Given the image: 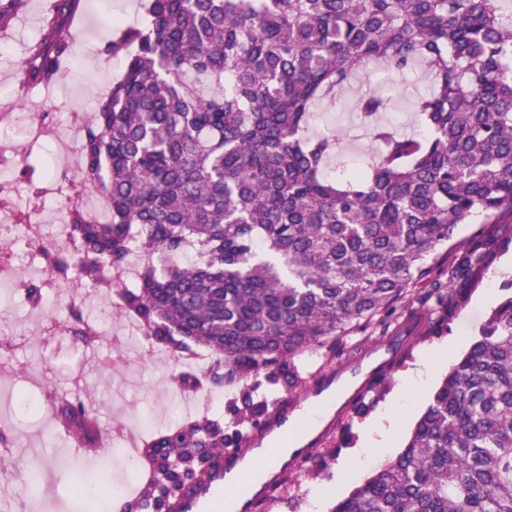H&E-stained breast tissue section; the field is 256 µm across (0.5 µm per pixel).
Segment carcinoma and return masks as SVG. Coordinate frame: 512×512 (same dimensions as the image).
I'll use <instances>...</instances> for the list:
<instances>
[{
  "mask_svg": "<svg viewBox=\"0 0 512 512\" xmlns=\"http://www.w3.org/2000/svg\"><path fill=\"white\" fill-rule=\"evenodd\" d=\"M27 0H0V26ZM80 0H55L22 67L53 81ZM145 23L106 51L124 71L98 99L78 150L79 177L108 198L109 220L74 208L71 252L37 246L55 278L77 276L118 297L174 359L194 344L228 372L263 377L266 400L230 423L256 426L267 401L303 382L295 358L323 365L362 350L368 329L395 337L430 300L448 309L488 256L509 245L481 234L448 260V282L412 285L437 248L476 217L512 212V12L504 0H150ZM371 61L422 64L430 90L414 102L424 130L381 120L374 91L355 111L377 143L368 169L325 174L333 134L306 136ZM143 258L135 281L114 273ZM77 342L96 330L70 307ZM86 448L102 438L93 407H56ZM224 421L203 415L149 438L139 463L175 448L195 484L218 464ZM330 512H512V296L458 358L400 454Z\"/></svg>",
  "mask_w": 512,
  "mask_h": 512,
  "instance_id": "carcinoma-1",
  "label": "carcinoma"
}]
</instances>
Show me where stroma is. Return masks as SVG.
Segmentation results:
<instances>
[{
  "label": "stroma",
  "instance_id": "1",
  "mask_svg": "<svg viewBox=\"0 0 512 512\" xmlns=\"http://www.w3.org/2000/svg\"><path fill=\"white\" fill-rule=\"evenodd\" d=\"M82 5L83 27L66 32L72 44L67 67L33 95H19L14 76L27 45L41 36L42 21L34 8H26L12 21L8 39H0V127L7 130L0 139V175L18 185L17 190L0 192V208L41 219L49 238L65 211L57 185L77 176L78 143L71 128L85 122L97 98L121 78L122 57L107 54L105 48L121 28L144 22L148 0H82ZM429 84L423 66L391 75L383 64L370 63L340 101L317 106L311 131L337 135L342 142L341 163L363 168L377 146L358 119L355 99L369 90L381 91L389 100L383 122L410 134L419 128L413 98ZM32 125L42 127L41 137L24 135V128ZM511 294L512 245L495 254L471 287L454 297L443 322L409 330L399 363L388 369L382 385L373 391L372 403L362 410L351 408L325 440L323 464L312 471L289 472L259 512H330L336 498L392 461L450 366L478 339L494 308ZM83 295L79 309L100 332L99 339L88 345L55 329L70 313L64 290H57L47 304L52 329L41 336L29 319L24 293H17L0 309V340L8 343L7 349H0V430L11 439L9 446H0V455L6 458L0 468V502L13 512H82L73 481L83 474H98L103 497L130 498L140 484L126 461L130 439L166 429L174 407L186 418L205 413L231 419L242 394L254 383L245 373L221 385L181 387L178 373L198 375L195 360L176 361L163 349L131 346L127 324L110 296L95 288L84 289ZM426 356L437 366L432 379L421 386L407 383V373ZM20 394L39 398L42 412L12 417L11 404ZM88 396L95 402L107 444L95 454L77 457L70 451L69 437L56 425L53 408L59 401ZM388 410L397 421L387 443L361 449L363 425Z\"/></svg>",
  "mask_w": 512,
  "mask_h": 512
}]
</instances>
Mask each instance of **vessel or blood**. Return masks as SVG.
<instances>
[{
  "instance_id": "obj_1",
  "label": "vessel or blood",
  "mask_w": 512,
  "mask_h": 512,
  "mask_svg": "<svg viewBox=\"0 0 512 512\" xmlns=\"http://www.w3.org/2000/svg\"><path fill=\"white\" fill-rule=\"evenodd\" d=\"M393 354L390 348L371 350L359 360L321 372L301 399L274 405L261 428L244 432L237 447L225 450L219 466L184 496L177 512H208L218 492L236 485L242 491L226 512H253L298 459L323 444ZM258 456L269 458L270 466L261 480L253 481L249 473Z\"/></svg>"
}]
</instances>
